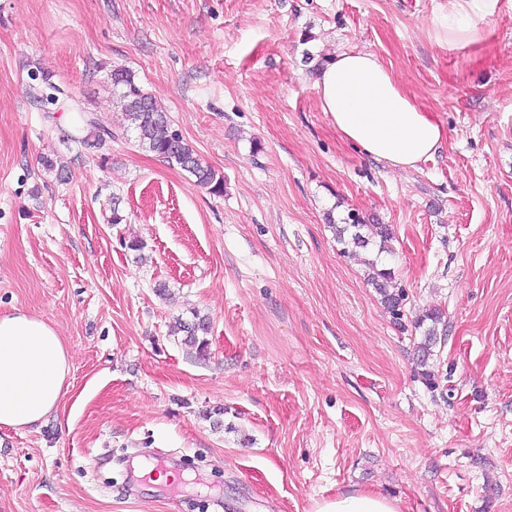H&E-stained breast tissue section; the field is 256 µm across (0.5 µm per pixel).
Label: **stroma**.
Instances as JSON below:
<instances>
[{
  "label": "stroma",
  "mask_w": 512,
  "mask_h": 512,
  "mask_svg": "<svg viewBox=\"0 0 512 512\" xmlns=\"http://www.w3.org/2000/svg\"><path fill=\"white\" fill-rule=\"evenodd\" d=\"M446 4L0 0V313L43 318L72 355L42 424L0 427V512H311L359 490L512 512V0L475 45L437 41ZM347 50L446 126L433 158L396 171L336 132L313 75ZM118 66L223 195L125 131ZM44 72L50 108L29 96ZM82 111L114 138L92 146ZM352 210L393 230L401 320L371 252L325 223ZM434 306L431 387L414 321ZM197 313L203 356L170 333ZM138 451L182 484L136 477ZM369 272L367 274V283L370 284L381 296L382 303L395 316H401V309L405 301V292L403 288L392 287L394 281V272L388 268H379L378 260H369Z\"/></svg>",
  "instance_id": "stroma-1"
}]
</instances>
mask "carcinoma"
Returning a JSON list of instances; mask_svg holds the SVG:
<instances>
[{"instance_id": "obj_1", "label": "carcinoma", "mask_w": 512, "mask_h": 512, "mask_svg": "<svg viewBox=\"0 0 512 512\" xmlns=\"http://www.w3.org/2000/svg\"><path fill=\"white\" fill-rule=\"evenodd\" d=\"M112 86L123 87L119 102L122 107L128 128L132 129L139 144L164 159L175 163L192 177L198 185L220 196L224 193V177L218 175L210 166L204 164L193 147L182 134L173 129L168 113L157 99L144 92L134 82L132 74L120 67L112 69ZM60 88L51 82V76L42 75V86L33 89L31 96L43 104L54 105L58 102L57 93ZM327 224L335 233L336 240L344 245L366 249L373 246L377 255L390 253L389 242L392 239V229L388 224H364V219L356 213H351L344 223L339 224L332 214H327ZM369 272L367 283L381 296L382 303L395 316H401L405 301L403 289L392 287L394 272L381 268L377 260L368 262ZM415 329L421 331L420 342L416 346L417 365L423 368L421 376L426 383L435 385L431 373L424 370L428 361L434 356V348L438 340L447 335L448 323L443 311L432 307L415 321ZM177 330L185 333V343L196 347L199 354L204 355L208 350L210 323L207 318L194 315V321L181 322Z\"/></svg>"}]
</instances>
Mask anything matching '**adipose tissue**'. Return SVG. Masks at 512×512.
<instances>
[{
    "label": "adipose tissue",
    "instance_id": "adipose-tissue-1",
    "mask_svg": "<svg viewBox=\"0 0 512 512\" xmlns=\"http://www.w3.org/2000/svg\"><path fill=\"white\" fill-rule=\"evenodd\" d=\"M502 0H448L436 37L470 44L496 16ZM320 105L340 136L362 154L394 169L416 168L444 145V125L416 101L373 53H337L315 76ZM70 354L45 320L20 310L0 314V426L32 428L58 405ZM312 512H400L396 500L372 491L314 504Z\"/></svg>",
    "mask_w": 512,
    "mask_h": 512
}]
</instances>
